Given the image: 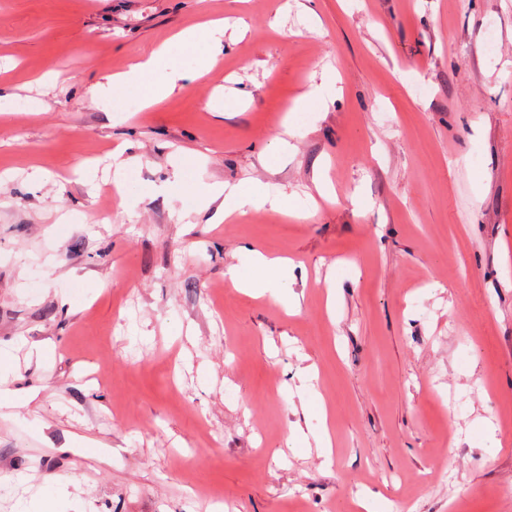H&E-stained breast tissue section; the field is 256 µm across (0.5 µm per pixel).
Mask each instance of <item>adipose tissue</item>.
Wrapping results in <instances>:
<instances>
[{
  "mask_svg": "<svg viewBox=\"0 0 512 512\" xmlns=\"http://www.w3.org/2000/svg\"><path fill=\"white\" fill-rule=\"evenodd\" d=\"M223 21H212L179 33L153 49L124 72L97 83L96 95L105 102L133 99L139 108L161 102L186 79L188 70L215 63L224 51ZM173 176L180 189L190 190L200 209H213L212 223L218 224L233 212L247 213L272 207L298 215L293 198L284 191L261 182L229 184L226 182H188L189 162L184 157L173 160ZM227 274L236 288L269 296L289 309H299L300 300L288 280V262L255 250L244 251L238 264Z\"/></svg>",
  "mask_w": 512,
  "mask_h": 512,
  "instance_id": "1",
  "label": "adipose tissue"
}]
</instances>
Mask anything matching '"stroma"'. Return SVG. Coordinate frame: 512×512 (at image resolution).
Returning a JSON list of instances; mask_svg holds the SVG:
<instances>
[{
  "instance_id": "35a3bbf8",
  "label": "stroma",
  "mask_w": 512,
  "mask_h": 512,
  "mask_svg": "<svg viewBox=\"0 0 512 512\" xmlns=\"http://www.w3.org/2000/svg\"><path fill=\"white\" fill-rule=\"evenodd\" d=\"M286 3L0 0V91L43 99L0 109V350L15 397L38 392L0 416V512L41 487L61 512H353L369 492L376 512H512V0ZM210 17L223 55L159 106L127 117L92 95ZM325 77L334 104L266 164ZM123 144L146 193L127 210L84 177ZM178 154L301 207L323 169L336 197L214 224L172 188ZM245 248L293 261L299 314L232 287ZM308 365L327 460L286 444L318 424L285 401ZM283 128V136L276 137L268 150V153L271 155L293 150L295 145L292 141L304 137L311 130L307 123H300L293 116H288V114L284 119Z\"/></svg>"
}]
</instances>
